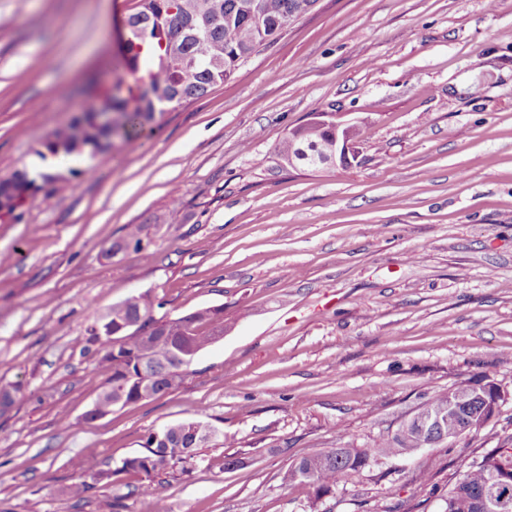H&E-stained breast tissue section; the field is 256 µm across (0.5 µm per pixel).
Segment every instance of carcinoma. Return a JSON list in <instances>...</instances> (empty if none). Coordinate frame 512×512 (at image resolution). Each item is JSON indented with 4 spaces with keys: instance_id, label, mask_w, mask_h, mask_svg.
Wrapping results in <instances>:
<instances>
[{
    "instance_id": "1",
    "label": "carcinoma",
    "mask_w": 512,
    "mask_h": 512,
    "mask_svg": "<svg viewBox=\"0 0 512 512\" xmlns=\"http://www.w3.org/2000/svg\"><path fill=\"white\" fill-rule=\"evenodd\" d=\"M318 0H137L126 25L128 36L124 51L128 79L117 78L114 86L102 91L92 85L89 93L100 100L101 107L112 114L103 118L91 108L76 116L67 126L56 130L46 143L52 154H95L114 141L126 143L137 130L153 125L167 112H175L194 97L204 95L211 87L231 79L240 63L257 47L280 36L289 20L309 13ZM300 134L297 142L284 138L276 148L277 155L296 163L317 168L324 162L321 150L327 141L326 131L309 124L294 128ZM38 188L24 173L0 180V211L13 218L24 195ZM143 226L131 224L125 238L112 245V252L130 246L139 249ZM150 294L142 301L124 300L86 328L85 348L96 347L111 374L100 387L93 403L101 416L112 413L113 395L121 392L125 402L134 404L143 381L151 383L155 398L167 393L189 375L195 358L224 335V307L210 306L192 313L172 317L165 313ZM121 335L119 346L109 349L102 336ZM179 349L185 359L183 370L176 376L167 369L170 355ZM211 426L201 420H188L170 425L147 436L145 452L124 459L116 468L104 469L97 452L87 451L85 473L92 480L72 484L69 497L81 499L92 485L109 487L119 474H135L150 481L149 493L155 512H169V481L161 474L174 467L188 469L196 455L197 443L211 434ZM426 448L419 433L403 441L394 435L370 448H342L341 460L328 458L320 450L301 458L289 471L288 478L308 485L314 498L331 492L337 484L360 472L372 461L410 457ZM491 454L503 457L506 468H498L505 477L498 486L494 512H512V448H495ZM491 478L482 463L465 469L448 494L444 496V512H478L472 501L476 492Z\"/></svg>"
}]
</instances>
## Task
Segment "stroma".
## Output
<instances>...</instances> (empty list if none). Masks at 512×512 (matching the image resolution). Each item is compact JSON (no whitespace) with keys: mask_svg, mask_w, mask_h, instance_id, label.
I'll list each match as a JSON object with an SVG mask.
<instances>
[{"mask_svg":"<svg viewBox=\"0 0 512 512\" xmlns=\"http://www.w3.org/2000/svg\"><path fill=\"white\" fill-rule=\"evenodd\" d=\"M130 0H0V180L61 174L0 222V512H153L125 482L70 499L83 451L116 467L180 421L216 435L169 476L170 512H442L460 471L512 448V0H318L236 75L128 145L66 165L44 146L92 107ZM322 112L358 125L345 166L276 154ZM144 247L111 253L128 225ZM224 309L176 390L88 412L84 350L112 304ZM494 382L479 433L370 463L321 498L301 457L367 448L429 397ZM238 458L230 469L225 456ZM434 466L433 484L422 473Z\"/></svg>","mask_w":512,"mask_h":512,"instance_id":"35a3bbf8","label":"stroma"}]
</instances>
